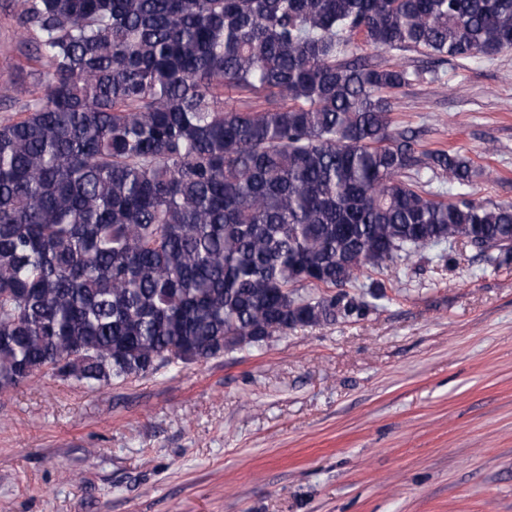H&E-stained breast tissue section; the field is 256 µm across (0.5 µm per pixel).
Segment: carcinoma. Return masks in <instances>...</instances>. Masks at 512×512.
<instances>
[{
    "label": "carcinoma",
    "instance_id": "obj_1",
    "mask_svg": "<svg viewBox=\"0 0 512 512\" xmlns=\"http://www.w3.org/2000/svg\"><path fill=\"white\" fill-rule=\"evenodd\" d=\"M17 24L47 71L0 121V393L362 319L386 293L359 277L429 247L512 261V204L395 129L411 74L354 52L491 58L512 0H22Z\"/></svg>",
    "mask_w": 512,
    "mask_h": 512
}]
</instances>
